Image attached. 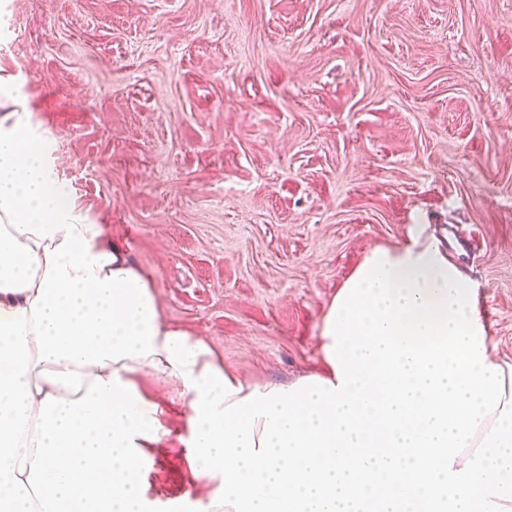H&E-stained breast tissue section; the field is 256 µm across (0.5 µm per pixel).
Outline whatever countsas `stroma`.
I'll return each instance as SVG.
<instances>
[{"mask_svg": "<svg viewBox=\"0 0 512 512\" xmlns=\"http://www.w3.org/2000/svg\"><path fill=\"white\" fill-rule=\"evenodd\" d=\"M0 75L163 321L256 385L324 369L344 281L411 230L450 242L512 363V0H0ZM158 508L206 501L187 401L134 379Z\"/></svg>", "mask_w": 512, "mask_h": 512, "instance_id": "1", "label": "stroma"}]
</instances>
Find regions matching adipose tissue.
Returning a JSON list of instances; mask_svg holds the SVG:
<instances>
[{
    "mask_svg": "<svg viewBox=\"0 0 512 512\" xmlns=\"http://www.w3.org/2000/svg\"><path fill=\"white\" fill-rule=\"evenodd\" d=\"M0 77V512H152L140 481L177 385L201 512H512V364L436 240L373 250L320 327L322 374L246 383L161 319L156 286L78 211Z\"/></svg>",
    "mask_w": 512,
    "mask_h": 512,
    "instance_id": "ef3b65f1",
    "label": "adipose tissue"
}]
</instances>
